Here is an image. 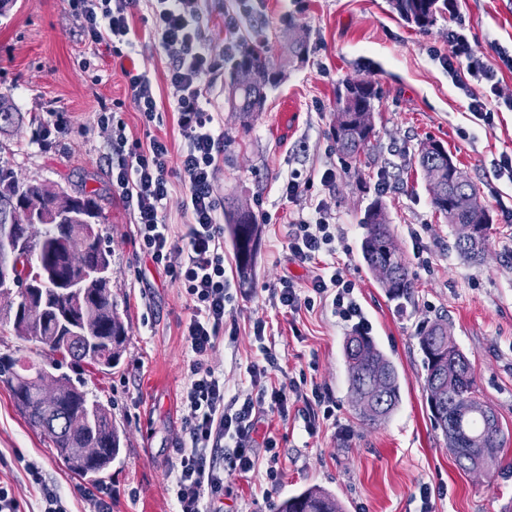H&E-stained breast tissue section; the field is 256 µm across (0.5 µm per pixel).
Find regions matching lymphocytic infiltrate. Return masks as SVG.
Here are the masks:
<instances>
[{"mask_svg":"<svg viewBox=\"0 0 512 512\" xmlns=\"http://www.w3.org/2000/svg\"><path fill=\"white\" fill-rule=\"evenodd\" d=\"M138 0H71L80 9L92 44L114 49L131 33V11ZM153 29L168 60L167 80L174 95V116L181 138L179 175L185 187L183 211L187 218L182 233L165 221L164 205L170 194L168 162L171 145L161 135L164 118L147 76L128 73L132 101L150 133L136 142L127 158L112 170V186L137 224L135 240L141 253L153 263L169 268L183 290L190 309L185 326L190 359L182 393L183 432L170 472L171 492L177 512H221L224 469L241 474L255 471L261 454H274L272 439H258V424L268 415L287 419L294 385H263L274 358L265 344L266 324L256 321L254 340L260 359L251 361L244 377L255 392L225 399L224 375L210 357L224 331L226 306L235 286L224 267V226L219 220L217 173L224 151V136L212 113L207 112V77L216 65L213 53L203 47L198 17L192 0H154ZM448 74L461 88L470 81L498 94V70L478 54L464 23L448 30ZM336 227L322 207L310 218L299 220L288 232L292 261L313 267L311 293L303 295L291 280L273 289L277 305L295 313L312 308L315 298H331L335 311L345 319L359 316L353 285L335 266L321 265L322 255L336 252Z\"/></svg>","mask_w":512,"mask_h":512,"instance_id":"lymphocytic-infiltrate-1","label":"lymphocytic infiltrate"}]
</instances>
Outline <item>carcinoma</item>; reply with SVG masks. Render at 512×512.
<instances>
[{
	"instance_id": "carcinoma-1",
	"label": "carcinoma",
	"mask_w": 512,
	"mask_h": 512,
	"mask_svg": "<svg viewBox=\"0 0 512 512\" xmlns=\"http://www.w3.org/2000/svg\"><path fill=\"white\" fill-rule=\"evenodd\" d=\"M286 52L288 63L296 65L305 62L308 49L305 44L290 39ZM284 77V71L275 67L261 50L245 47L231 70L227 95V103L233 111L239 113L243 127H248L254 113L264 110L266 90L277 86ZM378 99L380 90L371 80L366 82L353 99L336 95L332 138L342 159L355 161L364 153L373 132L361 124L358 109L372 108ZM435 145L434 140L423 143L419 149L418 162L424 177L435 174L443 185L450 186L449 195L438 199L433 197L431 204L451 224L453 220L450 219L448 201L462 199L466 191H474L476 186L460 168L448 172V165L436 151ZM37 193V185L32 183L23 187L17 184L12 172L1 165L0 225L9 223L16 203L29 200ZM89 212L93 213L97 225L86 228L83 219ZM459 215L482 225L481 246L472 244L464 247L460 242H455V249L462 256L477 261L488 241L491 223L489 211L486 208L479 211L463 208ZM102 218L103 213L96 200L81 193L77 196V206L69 218H54L56 224L44 239L25 244L14 255V270L19 281L29 282L35 289L31 304L21 305V309L10 316L12 329L17 339L35 346L36 354L41 359L36 360L15 352L0 355V384L9 390L15 406L28 425L51 439L57 456L70 472L93 485L102 482L104 471L119 457L124 445V429L106 405L96 399H89L86 391L73 384L59 398L64 413L52 425L39 404L38 393L47 367L58 368L62 359L68 358L77 366L87 363L100 371H111L119 363L124 351L128 326L114 309L111 288L98 287L88 280L83 295L67 304L60 300L55 283L40 280L38 276L41 267L51 265L71 279H80V276L72 275L66 266V248L69 245L84 247L91 260L104 254L112 255L100 227ZM229 221L239 272L242 279L246 280L251 275L257 241L256 218L251 211L233 210L229 213ZM361 226L365 230L362 257L367 267L372 270L377 263L393 264V278L381 283V286L391 299L411 301L415 283L394 240L381 203L376 201L366 209ZM66 309L72 310L75 319L84 318L96 327L92 337L72 334L71 325L61 318L62 311ZM419 346L423 354L425 391L433 395L439 380V362L448 356V349H454L456 345L448 338V328L435 323L420 333ZM344 358L350 393L377 389L383 394L378 411L370 413L359 410L365 424H381L396 409L400 400L399 375L395 365L376 346L368 333L361 329L352 331V335L347 337ZM461 367V376L442 386V408L430 411L434 427L445 437L456 430L458 425L449 413L448 405L473 400L484 405L479 400L469 360L463 359ZM465 428L467 435L448 444L456 465L464 471L468 469V462L487 452L491 456L490 468H497L504 443L499 420H494V425L487 428L481 414L476 413L467 419ZM75 448H97L99 455L94 461H82L75 458ZM275 512H342V507L329 491L311 486L276 504Z\"/></svg>"
}]
</instances>
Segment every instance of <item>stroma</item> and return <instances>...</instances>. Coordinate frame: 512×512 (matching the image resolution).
<instances>
[{
  "label": "stroma",
  "instance_id": "1",
  "mask_svg": "<svg viewBox=\"0 0 512 512\" xmlns=\"http://www.w3.org/2000/svg\"><path fill=\"white\" fill-rule=\"evenodd\" d=\"M196 6L201 41L220 58L208 79L206 104L224 132L218 208L224 214L248 204L258 224L253 277L224 320L212 364L224 373L226 397L249 393L243 372L260 356L252 327L264 320L265 344L277 357L268 381H295L304 393L321 385L336 406L334 420L313 432L300 400L287 422L262 420L259 436L278 444L279 483L270 487L261 469L242 475L225 468L224 512H275L285 495L313 485L332 492L343 512H420L423 485L431 490L433 512H503L512 504V175L498 163L512 155V69L500 59L502 52L512 53V0H449L447 12L424 31L405 23L389 0H196ZM288 19L307 33L308 58L267 90L263 112L242 128L226 101L235 57L224 46L260 40L267 57L281 62ZM457 19L464 20L484 60L500 69L501 105L487 122L469 108L484 87L457 88L444 63L448 27ZM83 25L67 0H16L0 16V96L22 115L21 124L0 132V165L21 182L93 194L102 207L112 297L129 336L112 372L86 365L62 371L82 379L90 397L109 406L124 427V448L103 482L112 491V512H173L169 472L182 436L189 303L170 272L136 253L133 214L112 187L111 168L121 155L111 127L97 122L101 104L120 102L113 116L124 121L127 139H145L124 72L148 75L166 107L172 101L168 59L150 32L149 0H140L134 44L120 55L99 60ZM356 74L376 81L381 99L369 149L348 169L331 129L336 88ZM56 111L69 113L72 122L46 148L44 128ZM429 139L448 149L490 210L481 263L459 256L454 226L431 205L417 165L419 146ZM328 168L336 172L329 188L319 182ZM294 171L313 184L289 200L282 183ZM377 199L416 283L404 305L388 297L362 258L360 220ZM318 203L336 224L332 260L353 283L372 338L399 372L401 400L375 428L362 425L348 390L343 344L355 321L342 320L328 304L289 313L271 298L281 280L310 284V268L288 258V229ZM439 319L447 321L451 340L471 364L479 397L494 408L505 435L500 465L486 473L459 469L430 421L418 336ZM30 461L42 468L69 512H89L84 482L63 466L50 439L29 427L0 386V480L35 508L41 493L24 471Z\"/></svg>",
  "mask_w": 512,
  "mask_h": 512
}]
</instances>
